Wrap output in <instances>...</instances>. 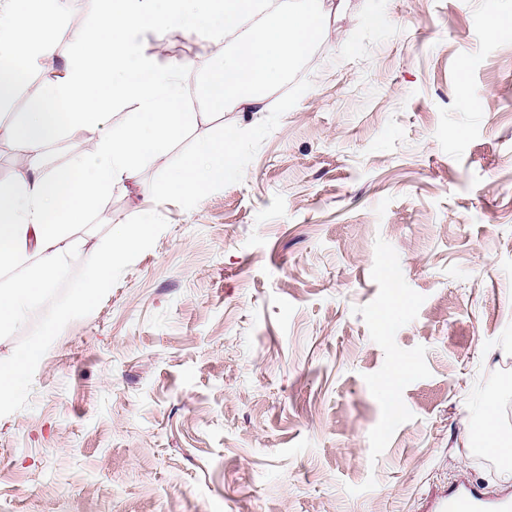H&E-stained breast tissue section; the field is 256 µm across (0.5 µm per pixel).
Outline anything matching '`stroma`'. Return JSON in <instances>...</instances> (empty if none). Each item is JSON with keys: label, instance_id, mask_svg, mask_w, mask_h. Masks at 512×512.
<instances>
[{"label": "stroma", "instance_id": "35a3bbf8", "mask_svg": "<svg viewBox=\"0 0 512 512\" xmlns=\"http://www.w3.org/2000/svg\"><path fill=\"white\" fill-rule=\"evenodd\" d=\"M485 6L352 0L268 90L242 177L195 201L162 195L154 165L102 201L98 235L145 210L154 234L90 312L59 314L76 264L0 344L42 341L0 412V512H433L462 482L512 493L473 445L488 414L512 433V38H486ZM240 122L201 119L169 161ZM397 361L413 370L391 412ZM411 370L409 364L397 361L387 375L381 380L379 390L386 402L388 411H396V391L397 387L402 380L401 374H407Z\"/></svg>", "mask_w": 512, "mask_h": 512}]
</instances>
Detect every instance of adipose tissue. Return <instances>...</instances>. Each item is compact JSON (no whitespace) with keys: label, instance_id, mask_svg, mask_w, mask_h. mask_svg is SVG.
<instances>
[{"label":"adipose tissue","instance_id":"1","mask_svg":"<svg viewBox=\"0 0 512 512\" xmlns=\"http://www.w3.org/2000/svg\"><path fill=\"white\" fill-rule=\"evenodd\" d=\"M90 19L75 35L64 71L45 77L28 98V110L0 126L17 154L12 180L0 184V272L37 260L22 279L0 281V341L22 328L50 291L55 276L82 263L85 276L62 313L93 309L112 272L153 235L150 214L118 227L97 243L88 224L102 200L127 189L149 163L165 166L163 194L202 198L211 187L239 177L238 134L197 141L175 162L167 156L198 119L185 88L201 82L208 109L267 111L265 91L303 60L331 12L346 0H88ZM68 0H0V107L20 88L14 69L44 70L55 47L52 32ZM197 40V56L161 60L142 48L143 34L163 40L172 28ZM219 58L206 79L198 58ZM134 108L123 126L110 127L112 110ZM90 142L56 167L45 157L65 132ZM39 344L0 359V410L7 408Z\"/></svg>","mask_w":512,"mask_h":512}]
</instances>
